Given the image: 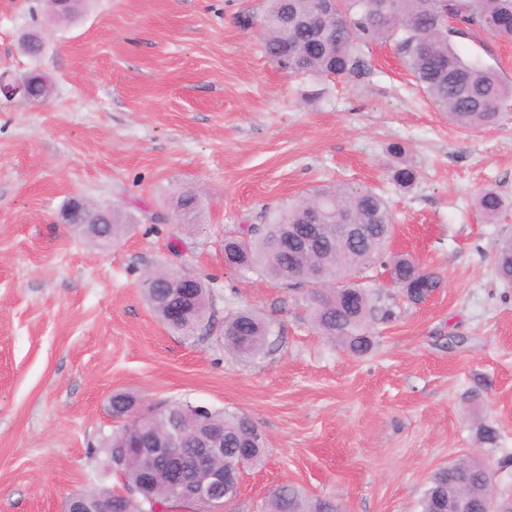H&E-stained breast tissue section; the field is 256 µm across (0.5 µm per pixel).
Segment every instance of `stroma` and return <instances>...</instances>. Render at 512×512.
<instances>
[{
    "label": "stroma",
    "mask_w": 512,
    "mask_h": 512,
    "mask_svg": "<svg viewBox=\"0 0 512 512\" xmlns=\"http://www.w3.org/2000/svg\"><path fill=\"white\" fill-rule=\"evenodd\" d=\"M265 0H85L71 21L44 0H0V73L38 70V104L0 100V512H63L101 484L104 437L124 425L111 396L147 415L176 402L246 413L265 435L229 512H262L291 484L343 512H420L430 476L456 460L512 454V285L494 272L512 234V100L492 128L451 124L396 50L361 42L359 73L292 75L261 48ZM42 31L39 59L22 35ZM463 55L512 82V44L459 40ZM412 150L413 188L388 177V143ZM382 192L394 214L389 254L442 283L409 304L373 265L365 283L393 315L357 358L309 320V292L224 264V237L259 234L269 215L314 187ZM504 197L495 221L475 207ZM197 189V224L171 220ZM73 197L119 205L131 227L103 247L72 234ZM209 283L201 337L168 332L147 306L145 271ZM253 309L274 326L251 361L224 346V317ZM498 443L480 447L476 426ZM476 205L487 219L492 220L503 209V198L497 190L485 189L478 195Z\"/></svg>",
    "instance_id": "1"
}]
</instances>
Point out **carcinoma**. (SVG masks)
<instances>
[{
	"mask_svg": "<svg viewBox=\"0 0 512 512\" xmlns=\"http://www.w3.org/2000/svg\"><path fill=\"white\" fill-rule=\"evenodd\" d=\"M319 4L320 0H267L260 22L262 47L279 67H288L293 75L350 76L361 67L356 42L376 40L396 30L400 34L399 54L419 85L458 128L492 127L502 119L504 104L512 98V83L505 82L494 69L466 59L454 38L483 32L512 42V0H339L335 10L320 13L315 27L310 17ZM447 16L456 18L460 26L445 25ZM30 85L33 99L43 101L49 96L50 86L41 75H33ZM386 152L393 159L391 180L402 189L412 188L418 172L409 148L391 142ZM476 205L492 220L503 209V198L497 190L485 189ZM313 206L328 214L329 224H368L370 234L353 243L331 236L317 251L283 248L282 243L309 222ZM173 209L183 225L189 226L200 210V198L193 191H182ZM81 217L100 224L94 241L103 246L120 240L128 230L116 205L108 215L102 205L86 201ZM109 219L110 226L106 225ZM392 224L389 204L379 193L349 185L318 187L309 197L273 213L261 235L246 240L227 237L233 246L227 253V265L287 286L301 283L306 269L318 267L326 288L313 294L310 320L322 335L352 355L363 357L375 345L372 324L380 317H389L390 310L377 304L370 289L356 278L382 258ZM388 270L403 285L402 295L410 304L427 301L441 285L439 277L408 257L393 258ZM495 272L502 281L512 283V239L500 242ZM143 295L157 319L175 334L194 338L210 321V289L200 278L188 285L170 270L157 271L155 281L143 288ZM175 305L181 314L170 320L168 315ZM272 334L271 323L252 310L241 309L224 317V345L242 358L265 353ZM221 433L224 461L239 457L245 450L258 461L264 455L265 439L248 416L209 408L185 415L174 406L103 440L106 467L121 475L127 495L112 497L108 488H91L85 490L86 496L103 502L112 499L119 503V512H148L156 504L173 508L179 504L178 490L161 475L145 482L142 462L130 454V449L144 448L147 441L167 434L175 436L181 447L193 448ZM509 467L512 456L494 464L468 458L437 469L421 499V512H439L440 499L456 495L474 502L476 512H482L489 503L497 505L500 498L494 494L488 475L496 468ZM263 512H340V507L330 499L311 500L292 486H282L268 496Z\"/></svg>",
	"mask_w": 512,
	"mask_h": 512,
	"instance_id": "obj_1",
	"label": "carcinoma"
}]
</instances>
